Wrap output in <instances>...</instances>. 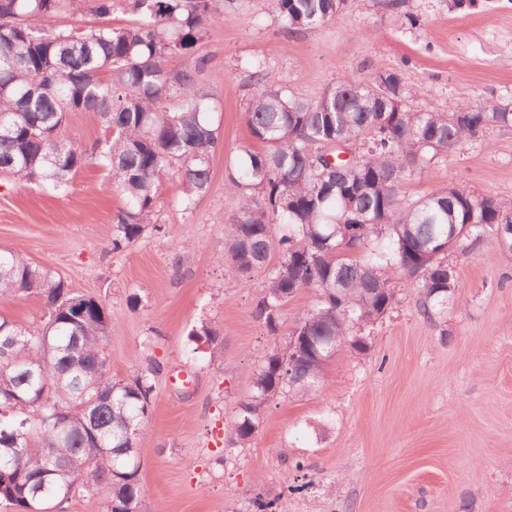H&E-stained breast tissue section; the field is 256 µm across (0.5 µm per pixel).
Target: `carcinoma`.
Here are the masks:
<instances>
[{"label": "carcinoma", "instance_id": "carcinoma-1", "mask_svg": "<svg viewBox=\"0 0 512 512\" xmlns=\"http://www.w3.org/2000/svg\"><path fill=\"white\" fill-rule=\"evenodd\" d=\"M267 3L293 34L334 21L347 0ZM72 6L0 0V175L63 193L96 163L123 199L106 231L112 252L121 253L162 233L153 217L164 174L178 175L186 213L209 187L222 145L213 94L199 83L209 58L196 57L190 68L173 62L193 53L218 12L238 9L239 0H90L97 25L46 27ZM118 11L132 22L109 24ZM253 67L256 88L244 105L250 140L238 146L225 183L238 206L225 221L219 262L245 286L265 274L253 314L273 336L289 298L313 288L318 299L239 402L228 436L236 447L248 444L271 396L319 386L325 348L367 352L360 328L393 308V280L416 281V311L429 317L461 287L448 252L470 254L500 228L512 229V204L492 195L453 185L413 200L401 194L407 175L432 170L491 126H511V109L464 102L444 112L412 109L400 70L341 78L308 99L279 84L263 62ZM171 98L179 101L172 111L164 107ZM71 112L100 123L92 146L57 143ZM343 148L352 159L338 158ZM0 296L42 302L34 330L0 315V502L14 512H63L83 490L102 497L103 512H140L139 442L164 363L153 358L136 375L113 378L107 305L2 246ZM190 336L208 346L211 360L223 355L224 336L211 322L201 320Z\"/></svg>", "mask_w": 512, "mask_h": 512}]
</instances>
